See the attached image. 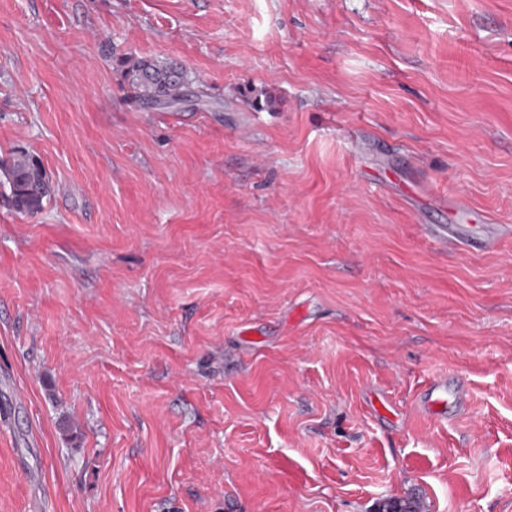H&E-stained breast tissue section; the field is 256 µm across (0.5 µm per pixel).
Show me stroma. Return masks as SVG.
I'll list each match as a JSON object with an SVG mask.
<instances>
[{"label": "stroma", "mask_w": 512, "mask_h": 512, "mask_svg": "<svg viewBox=\"0 0 512 512\" xmlns=\"http://www.w3.org/2000/svg\"><path fill=\"white\" fill-rule=\"evenodd\" d=\"M18 152L0 512H512V0H0ZM126 76L148 102H169L165 107L178 104L193 89L186 71L173 63L140 58L127 68ZM0 187H8L13 208L22 214H35L42 210L50 187L46 172L40 162L26 154L18 153L6 162H0Z\"/></svg>", "instance_id": "stroma-1"}]
</instances>
